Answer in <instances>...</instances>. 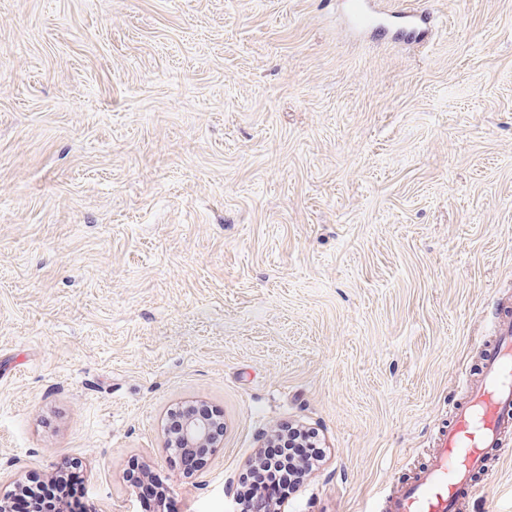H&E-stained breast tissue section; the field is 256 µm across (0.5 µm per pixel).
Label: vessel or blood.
<instances>
[{
	"label": "vessel or blood",
	"instance_id": "1",
	"mask_svg": "<svg viewBox=\"0 0 512 512\" xmlns=\"http://www.w3.org/2000/svg\"><path fill=\"white\" fill-rule=\"evenodd\" d=\"M512 429V316L500 319L467 405L438 434L425 467L387 497L382 512H459L474 492L488 453Z\"/></svg>",
	"mask_w": 512,
	"mask_h": 512
}]
</instances>
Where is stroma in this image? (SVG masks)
<instances>
[{"instance_id": "obj_1", "label": "stroma", "mask_w": 512, "mask_h": 512, "mask_svg": "<svg viewBox=\"0 0 512 512\" xmlns=\"http://www.w3.org/2000/svg\"><path fill=\"white\" fill-rule=\"evenodd\" d=\"M0 0V496L85 467L92 512H240L274 431L322 462L280 512H377L512 307V0ZM224 424L190 474L166 421ZM462 512H512V430ZM399 14L401 17L408 19L409 24L417 22H425L428 17L417 11H399V12H380L376 11L371 5V0H353L350 2V18L354 26L363 28L369 26L374 17L377 15ZM138 484L144 487L143 502L146 512H154L150 511V509L160 505L165 510L164 512H177L178 508L175 503L164 497L160 487L150 477L146 479L143 474V477H138Z\"/></svg>"}]
</instances>
